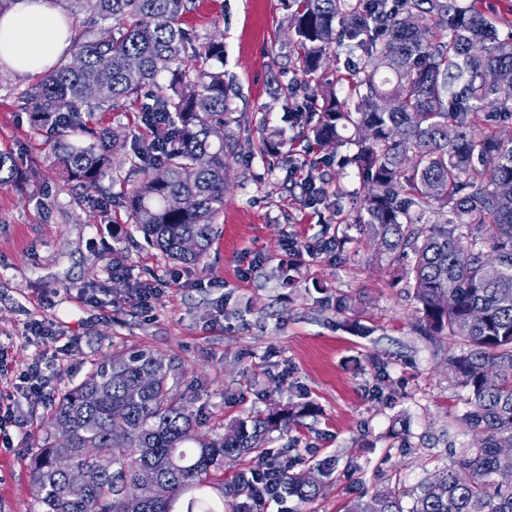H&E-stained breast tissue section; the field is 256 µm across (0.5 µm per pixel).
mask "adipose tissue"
Segmentation results:
<instances>
[{"label":"adipose tissue","instance_id":"1","mask_svg":"<svg viewBox=\"0 0 512 512\" xmlns=\"http://www.w3.org/2000/svg\"><path fill=\"white\" fill-rule=\"evenodd\" d=\"M70 46L67 27L49 0H14L0 12V62L18 73L44 70Z\"/></svg>","mask_w":512,"mask_h":512}]
</instances>
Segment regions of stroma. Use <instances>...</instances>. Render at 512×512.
I'll return each mask as SVG.
<instances>
[{"label":"stroma","instance_id":"obj_1","mask_svg":"<svg viewBox=\"0 0 512 512\" xmlns=\"http://www.w3.org/2000/svg\"><path fill=\"white\" fill-rule=\"evenodd\" d=\"M194 44L224 43L234 155L225 174L219 232L203 263L185 265L144 245L125 212L101 211L45 165L57 137L28 120L38 75L0 66V151L26 173L0 187V356L15 374L44 352L27 325L49 324L62 353L51 397L16 394L26 428L0 447V512H38L30 458L43 447L61 394L109 354L145 348L176 368L177 395L192 401L199 433L216 435L250 413L310 402L313 416L274 432L267 449L321 492L308 512H345L384 487L411 489L469 441L454 420L467 392L448 369V342L412 328V291L375 256L356 222L363 182L356 147L315 145L309 112L318 81L304 76L281 0H196ZM279 135L282 153L265 141ZM326 190L307 201L304 177ZM332 240L318 258L293 256L289 240ZM123 263L125 276L110 273ZM160 281L150 307L141 282ZM357 297L355 313L336 310Z\"/></svg>","mask_w":512,"mask_h":512}]
</instances>
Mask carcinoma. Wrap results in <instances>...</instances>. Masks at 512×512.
<instances>
[{
  "mask_svg": "<svg viewBox=\"0 0 512 512\" xmlns=\"http://www.w3.org/2000/svg\"><path fill=\"white\" fill-rule=\"evenodd\" d=\"M70 15L108 25L104 35H71L61 57L30 92L33 125L51 135L80 124V107L124 102L141 124L165 114L169 133L120 139L108 128L83 127L92 142L62 141L50 167L86 197L127 212L144 240L181 263L202 262L224 210L226 159L235 143L224 132L229 95L224 44L194 49L192 0H52ZM479 0H287L310 77L341 46L357 52L343 93L322 86L312 127L319 145L352 130L350 158L365 181L357 223L376 255L398 268L413 289L415 329L445 337L448 366L467 390L460 426L471 441L450 463L409 491L386 488L347 512H512V138L493 130L512 118V38L499 37ZM139 180L117 199L101 196L118 157ZM23 176L0 153V187ZM174 367L148 349L100 360L59 398L50 424L70 427L68 443H47L31 458L40 512H173L181 494L209 486L227 457L268 458L270 435L310 412L300 403L283 414L257 411L209 437L195 432L189 401L172 392ZM153 469L161 498L138 482ZM260 469L239 472L224 488L229 512H252L250 488ZM319 486L286 475L279 495L303 504ZM244 501H239V498Z\"/></svg>",
  "mask_w": 512,
  "mask_h": 512,
  "instance_id": "obj_1",
  "label": "carcinoma"
}]
</instances>
